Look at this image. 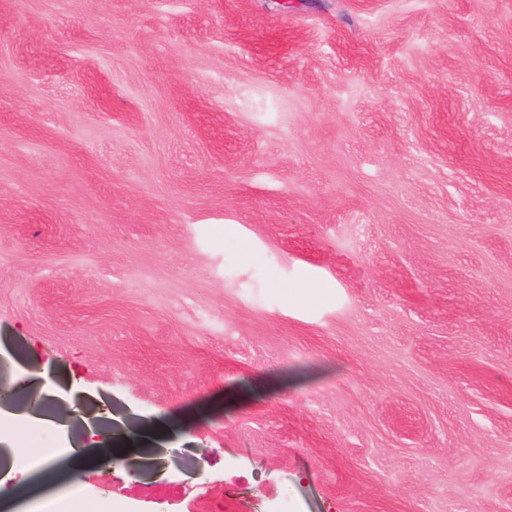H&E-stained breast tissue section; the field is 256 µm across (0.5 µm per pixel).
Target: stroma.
Wrapping results in <instances>:
<instances>
[{"instance_id":"stroma-1","label":"stroma","mask_w":512,"mask_h":512,"mask_svg":"<svg viewBox=\"0 0 512 512\" xmlns=\"http://www.w3.org/2000/svg\"><path fill=\"white\" fill-rule=\"evenodd\" d=\"M0 346L99 512H512V0H0ZM119 453L115 452V448H68L72 462L75 468L76 463L85 458L93 450H98L95 456L100 461L101 471L110 472L112 465L118 466L125 470V464L134 465L135 460H140V456L136 454V448H120Z\"/></svg>"}]
</instances>
